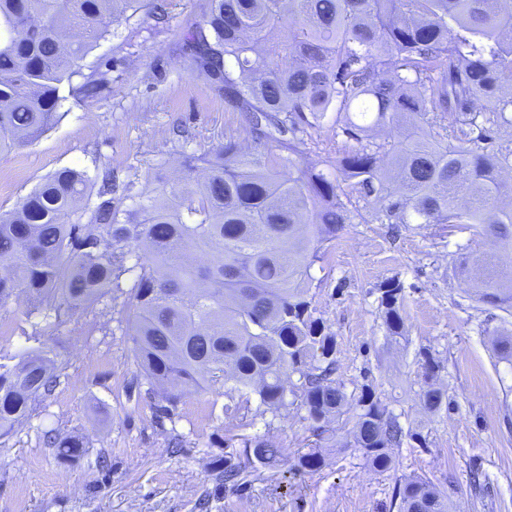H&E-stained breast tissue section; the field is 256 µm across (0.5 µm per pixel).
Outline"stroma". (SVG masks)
I'll return each instance as SVG.
<instances>
[{"label": "stroma", "instance_id": "stroma-1", "mask_svg": "<svg viewBox=\"0 0 512 512\" xmlns=\"http://www.w3.org/2000/svg\"><path fill=\"white\" fill-rule=\"evenodd\" d=\"M168 14L139 11L113 25L84 60L107 70L108 84L85 102L67 101L57 124L32 144L0 154V211L56 170L111 169L117 184L174 170L182 147L201 153L242 130L245 115L224 103L193 69L184 34L206 0H167ZM497 254L475 225L353 222L340 231L309 295L336 339L337 380L347 395L370 385L410 438L394 449L395 466L378 473L351 447L354 418L336 422L339 447L315 472L297 470L314 438L299 405L280 413L222 417V383L185 395L173 419L155 417L157 397L134 384L132 341L103 335L89 319L67 320L45 344L68 364L65 378L31 417L0 442V512H393V492L424 475L447 486L453 512H512V363L497 347L512 313L478 301L458 270L460 253ZM503 272L512 255L497 254ZM403 288L405 339L383 323L378 288ZM447 395L435 412L418 394L426 358ZM82 433L83 459L61 462L45 431ZM182 447L172 452V436ZM260 437L281 449L273 470L257 469L245 489H225V457L245 462L241 440ZM482 474L481 487L470 482Z\"/></svg>", "mask_w": 512, "mask_h": 512}]
</instances>
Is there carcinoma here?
<instances>
[{"mask_svg": "<svg viewBox=\"0 0 512 512\" xmlns=\"http://www.w3.org/2000/svg\"><path fill=\"white\" fill-rule=\"evenodd\" d=\"M144 0H0V153L34 142L63 103L84 102L108 82L82 61ZM288 35H282L283 30ZM196 71L222 84L224 103L246 114V135L296 144L321 157L301 163L246 144L229 132L202 157L183 153L179 175L162 187L133 182L112 204V180L63 168L16 206L0 212V304H26L37 345L0 349V438L28 418L65 376L40 345L67 318L112 315L131 338L138 376L173 419L186 394L224 380L222 407L238 418L252 402L276 414L284 384L305 420L329 442L334 419L356 413L353 447L376 472L395 465L404 433L370 386L349 397L336 373V340L309 289L327 245L351 223L476 224L512 253V0H209L185 35ZM334 139L314 136L325 127ZM98 203L86 215L87 200ZM201 256L212 260L199 261ZM482 270L480 299L512 300V280L492 258L466 256ZM388 333H404L397 280L380 287ZM444 393L430 384L428 410ZM59 460H81L80 434L46 433ZM262 468L280 451L244 441ZM325 464L311 448L297 466ZM247 466L224 458V484L251 483ZM399 512H449L447 489L410 476L396 489Z\"/></svg>", "mask_w": 512, "mask_h": 512, "instance_id": "1", "label": "carcinoma"}]
</instances>
